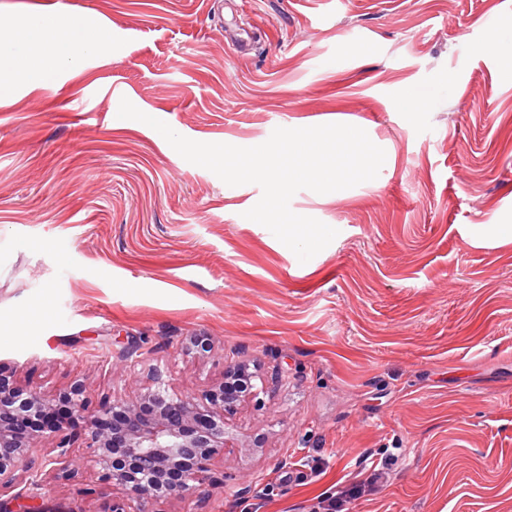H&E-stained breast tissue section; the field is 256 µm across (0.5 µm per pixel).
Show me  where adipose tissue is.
I'll list each match as a JSON object with an SVG mask.
<instances>
[{
    "instance_id": "adipose-tissue-1",
    "label": "adipose tissue",
    "mask_w": 512,
    "mask_h": 512,
    "mask_svg": "<svg viewBox=\"0 0 512 512\" xmlns=\"http://www.w3.org/2000/svg\"><path fill=\"white\" fill-rule=\"evenodd\" d=\"M80 29L85 37L77 44L73 33ZM111 47L109 31L89 25L81 16L70 14L60 20L23 17L0 38V91L18 84L48 87L60 67H78L86 56Z\"/></svg>"
}]
</instances>
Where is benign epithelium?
I'll use <instances>...</instances> for the list:
<instances>
[{
    "instance_id": "7a95c632",
    "label": "benign epithelium",
    "mask_w": 512,
    "mask_h": 512,
    "mask_svg": "<svg viewBox=\"0 0 512 512\" xmlns=\"http://www.w3.org/2000/svg\"><path fill=\"white\" fill-rule=\"evenodd\" d=\"M246 366L244 360L227 365L223 380L200 401L169 393L154 369L155 388L141 392L134 380L129 384L134 397L114 398L97 410L90 409L80 383L48 396L18 384L0 368V497L18 500L20 486H39L30 453L46 441L52 442V471L70 480L75 445L86 440L103 480L116 490L105 512H132L134 501L182 498L206 483L224 484L214 460L234 447L228 428L238 406L257 395L252 384L233 383ZM79 420L86 422L82 434L69 430Z\"/></svg>"
}]
</instances>
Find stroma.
Wrapping results in <instances>:
<instances>
[{
  "instance_id": "obj_1",
  "label": "stroma",
  "mask_w": 512,
  "mask_h": 512,
  "mask_svg": "<svg viewBox=\"0 0 512 512\" xmlns=\"http://www.w3.org/2000/svg\"><path fill=\"white\" fill-rule=\"evenodd\" d=\"M27 14L84 15L112 51L0 96V320L49 305L0 341V366L50 395L84 383L97 408L133 374L198 398L237 357L257 365L230 427L243 445L215 464L229 483L156 512H302L386 448L388 482L353 512H512V244L471 243L512 224V67L483 48L512 0H0V29ZM124 98L199 142L341 123L386 158L374 180L293 196L338 231L302 264L246 219L258 185L118 118ZM195 335L212 352H186ZM76 454L71 480L43 469L39 512L111 502L92 450ZM315 458L320 476L253 510V490Z\"/></svg>"
}]
</instances>
